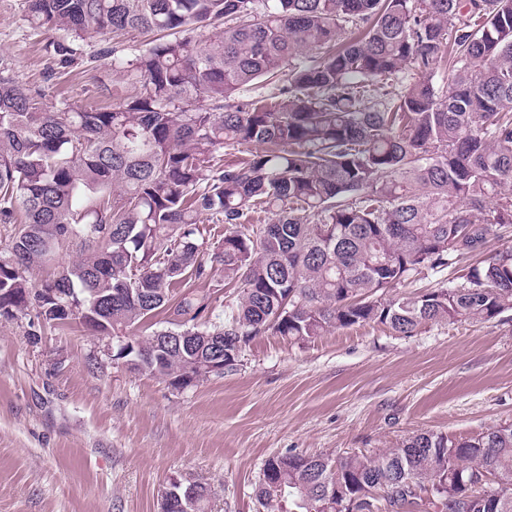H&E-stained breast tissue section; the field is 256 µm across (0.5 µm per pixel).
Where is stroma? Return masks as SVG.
<instances>
[{"instance_id": "35a3bbf8", "label": "stroma", "mask_w": 512, "mask_h": 512, "mask_svg": "<svg viewBox=\"0 0 512 512\" xmlns=\"http://www.w3.org/2000/svg\"><path fill=\"white\" fill-rule=\"evenodd\" d=\"M49 39L26 0H0V60L44 105L108 107L131 92L106 40L77 41L60 68ZM118 349L33 308L0 316V512H158L174 479L205 484L211 512H259L262 466L286 451L336 457L512 424L510 311L407 337L374 325L306 343L267 333L234 369L180 390Z\"/></svg>"}]
</instances>
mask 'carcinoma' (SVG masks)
<instances>
[{"label":"carcinoma","instance_id":"carcinoma-1","mask_svg":"<svg viewBox=\"0 0 512 512\" xmlns=\"http://www.w3.org/2000/svg\"><path fill=\"white\" fill-rule=\"evenodd\" d=\"M66 63L74 41L162 37L112 65L115 106L53 112L0 62V316L73 293L95 336L164 314L137 367L190 386L193 354L155 337L309 341L376 324L512 311V0H27ZM224 21L216 38L204 34ZM363 29L347 38L351 28ZM448 65V81L435 76ZM276 92L249 96L260 81ZM224 225L211 251L200 216ZM79 248L74 263L61 254ZM53 266L36 285L22 275ZM451 271L417 294L402 288ZM207 284L175 294L183 282ZM236 290L211 322L214 294ZM262 512H512V425L418 432L395 448L268 459Z\"/></svg>","mask_w":512,"mask_h":512}]
</instances>
